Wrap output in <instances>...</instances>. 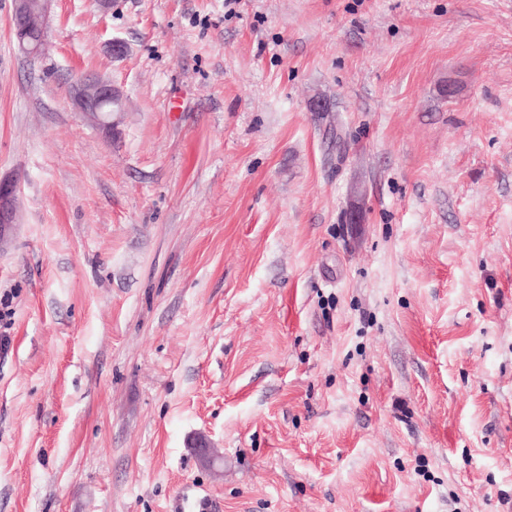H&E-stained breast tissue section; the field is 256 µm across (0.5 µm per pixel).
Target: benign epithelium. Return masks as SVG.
I'll return each instance as SVG.
<instances>
[{
  "instance_id": "1",
  "label": "benign epithelium",
  "mask_w": 512,
  "mask_h": 512,
  "mask_svg": "<svg viewBox=\"0 0 512 512\" xmlns=\"http://www.w3.org/2000/svg\"><path fill=\"white\" fill-rule=\"evenodd\" d=\"M50 0H13L11 26L22 51L38 55L45 50L46 20ZM69 101L75 111L107 132H112V113L123 111L121 91L100 76L77 80L69 90ZM18 183L0 177V242L17 223ZM200 464L215 470L219 455L206 438L191 443Z\"/></svg>"
}]
</instances>
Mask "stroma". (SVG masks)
<instances>
[{"label":"stroma","mask_w":512,"mask_h":512,"mask_svg":"<svg viewBox=\"0 0 512 512\" xmlns=\"http://www.w3.org/2000/svg\"><path fill=\"white\" fill-rule=\"evenodd\" d=\"M11 11L0 512H512V0ZM50 0H13L11 26L22 51L38 55L45 50ZM69 101L88 121L112 133V112H122V94L111 81L100 76L77 80L69 90ZM18 183L0 177V244L17 222Z\"/></svg>","instance_id":"stroma-1"}]
</instances>
